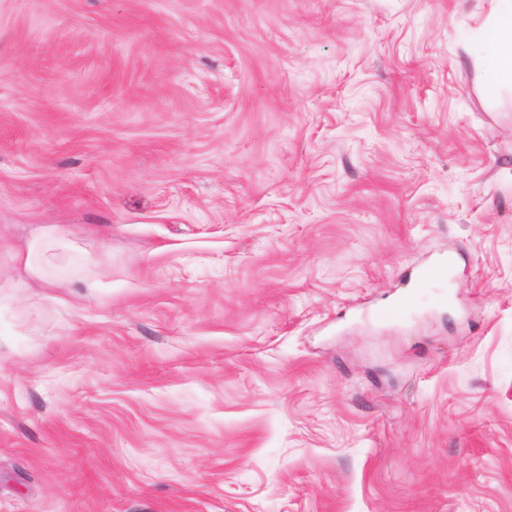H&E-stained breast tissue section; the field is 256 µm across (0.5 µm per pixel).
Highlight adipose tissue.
<instances>
[{"label":"adipose tissue","mask_w":512,"mask_h":512,"mask_svg":"<svg viewBox=\"0 0 512 512\" xmlns=\"http://www.w3.org/2000/svg\"><path fill=\"white\" fill-rule=\"evenodd\" d=\"M477 51L491 57V64L484 74L488 88L512 83V0H493Z\"/></svg>","instance_id":"ef3b65f1"}]
</instances>
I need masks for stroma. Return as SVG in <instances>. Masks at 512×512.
<instances>
[{"label":"stroma","instance_id":"1","mask_svg":"<svg viewBox=\"0 0 512 512\" xmlns=\"http://www.w3.org/2000/svg\"><path fill=\"white\" fill-rule=\"evenodd\" d=\"M490 9L0 0V512H512Z\"/></svg>","mask_w":512,"mask_h":512}]
</instances>
